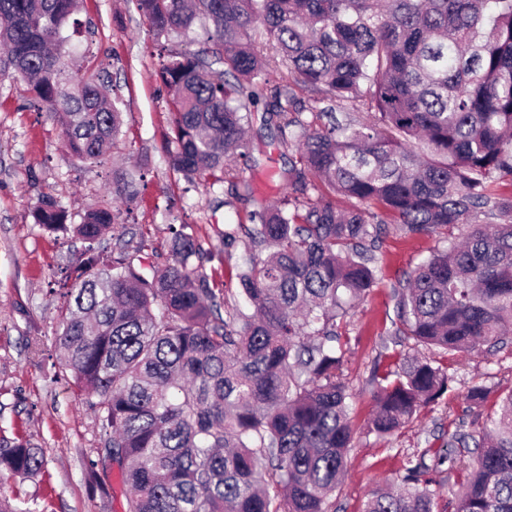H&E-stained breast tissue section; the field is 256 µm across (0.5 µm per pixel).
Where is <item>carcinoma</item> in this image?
I'll return each instance as SVG.
<instances>
[{"label": "carcinoma", "mask_w": 512, "mask_h": 512, "mask_svg": "<svg viewBox=\"0 0 512 512\" xmlns=\"http://www.w3.org/2000/svg\"><path fill=\"white\" fill-rule=\"evenodd\" d=\"M137 6L158 37L213 23V48L158 69L173 92L174 170L219 181L228 162L251 160L245 136L264 95L262 124L297 157L281 174L287 195L243 199L246 234L268 249L235 273L249 313L193 264V235L175 231L167 263L148 267L121 211L91 208L74 224L43 197L35 223L86 243L61 286L60 365L101 422L97 452L129 490L125 512H331L353 447L338 320L380 284L372 251L386 219L410 236L462 229L393 287L394 344L481 353L512 338V0ZM75 10L76 0H0V76L27 81L71 155L98 164L123 121L104 82L62 60ZM276 57L307 97L268 89ZM362 100L373 112L355 123ZM109 228L104 257L96 244ZM452 382L404 357L377 381L372 432L387 437ZM450 446L473 458L459 488L430 477L457 457L426 448L364 512H512V390ZM44 466L31 442H0L1 486Z\"/></svg>", "instance_id": "cac0c4a2"}]
</instances>
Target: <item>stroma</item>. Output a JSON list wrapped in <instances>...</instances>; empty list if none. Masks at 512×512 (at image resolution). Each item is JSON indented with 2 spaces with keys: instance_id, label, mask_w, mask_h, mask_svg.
<instances>
[{
  "instance_id": "obj_1",
  "label": "stroma",
  "mask_w": 512,
  "mask_h": 512,
  "mask_svg": "<svg viewBox=\"0 0 512 512\" xmlns=\"http://www.w3.org/2000/svg\"><path fill=\"white\" fill-rule=\"evenodd\" d=\"M77 19L79 30L69 40L75 56L68 64L113 80L123 112L122 133L103 163L72 158L53 114L32 100L25 83L0 79V439L31 441L47 460L41 474L1 487L0 497L28 501L32 512H124L125 488L118 471L105 467L97 455L103 435L95 414L78 399L70 374L56 363L60 301L49 294L48 284L69 272L84 244L72 233L36 224L35 208L45 195L76 219L91 206L123 208L125 223L143 234L145 251L158 265L169 256L172 228L187 225L206 252L203 266L218 288L254 252L247 237L230 248L217 237V228L248 221L245 207L226 204L232 186L247 184L256 197L278 200L285 192L278 172L286 157L253 131L251 168L229 183L189 184L169 164L171 94L157 70L161 54L204 48L201 26L158 42L136 0H80ZM137 168L146 176L127 207L112 194V173ZM437 246V236H408L398 225H388L376 253L382 284L344 319L346 354L340 375L350 393L348 416L355 439L348 470L331 498L335 512H363L372 490L399 483L408 456L428 443L436 449L446 445L456 423L472 421L475 414L465 400L470 386L487 388L489 409L512 389L510 346L492 355H452L410 341L385 347L384 331L395 316L393 285ZM403 353L446 366L454 389L381 440L370 430L373 375L395 368Z\"/></svg>"
}]
</instances>
